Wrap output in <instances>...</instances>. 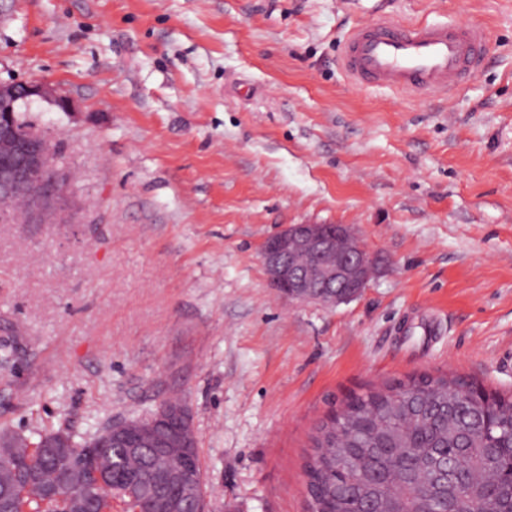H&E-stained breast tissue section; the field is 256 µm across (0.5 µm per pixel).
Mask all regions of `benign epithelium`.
<instances>
[{
  "label": "benign epithelium",
  "instance_id": "benign-epithelium-1",
  "mask_svg": "<svg viewBox=\"0 0 512 512\" xmlns=\"http://www.w3.org/2000/svg\"><path fill=\"white\" fill-rule=\"evenodd\" d=\"M17 87L0 84V146L21 158L25 170L20 172L9 162L0 164V195L30 199L33 210L43 209L41 197L59 195L56 185L48 181L50 135L34 129L26 138L14 135L12 118ZM336 234L350 240L344 256L336 264L318 263L321 251L332 243L325 224H290L261 247V258L271 287L288 298L307 301L315 285L336 286L346 292L336 294L341 304L358 297L367 285L374 257L350 229L336 225Z\"/></svg>",
  "mask_w": 512,
  "mask_h": 512
}]
</instances>
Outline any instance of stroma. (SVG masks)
<instances>
[{
  "mask_svg": "<svg viewBox=\"0 0 512 512\" xmlns=\"http://www.w3.org/2000/svg\"><path fill=\"white\" fill-rule=\"evenodd\" d=\"M478 24L449 99L359 88L379 15ZM69 176L57 224L0 220V424L84 434L190 408L209 512H308L311 436L415 374L512 392V0H0V84ZM289 224L350 227L349 302L271 288Z\"/></svg>",
  "mask_w": 512,
  "mask_h": 512,
  "instance_id": "1",
  "label": "stroma"
}]
</instances>
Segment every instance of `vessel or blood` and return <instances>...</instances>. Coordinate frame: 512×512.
Instances as JSON below:
<instances>
[{"label": "vessel or blood", "instance_id": "1", "mask_svg": "<svg viewBox=\"0 0 512 512\" xmlns=\"http://www.w3.org/2000/svg\"><path fill=\"white\" fill-rule=\"evenodd\" d=\"M485 31L448 22H398L380 17L348 36L342 66L361 86L392 88L410 96L450 95L484 66Z\"/></svg>", "mask_w": 512, "mask_h": 512}]
</instances>
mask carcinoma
Instances as JSON below:
<instances>
[{
  "mask_svg": "<svg viewBox=\"0 0 512 512\" xmlns=\"http://www.w3.org/2000/svg\"><path fill=\"white\" fill-rule=\"evenodd\" d=\"M147 418L110 422L81 436L52 429L26 436L0 425V497L11 512H164L160 504L196 487L185 512H205L207 485L189 426L170 451L143 441L135 451L108 448L66 479L71 459L99 432L139 437ZM63 432L69 448H47ZM322 467L309 475L310 512H512V395L488 392L462 376H409L346 399L311 438Z\"/></svg>",
  "mask_w": 512,
  "mask_h": 512,
  "instance_id": "cac0c4a2",
  "label": "carcinoma"
}]
</instances>
